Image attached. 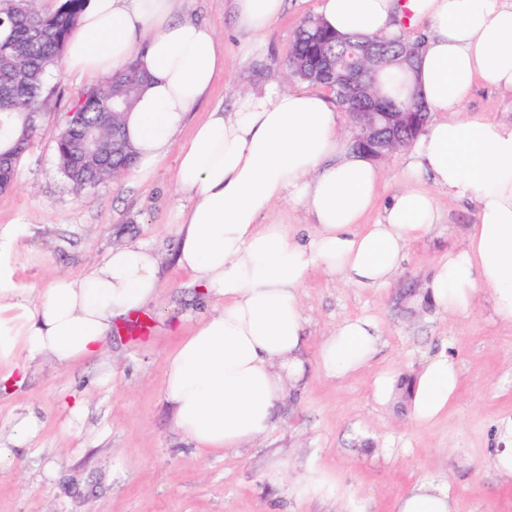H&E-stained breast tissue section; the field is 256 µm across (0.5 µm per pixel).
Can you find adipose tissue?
Masks as SVG:
<instances>
[{"label":"adipose tissue","mask_w":512,"mask_h":512,"mask_svg":"<svg viewBox=\"0 0 512 512\" xmlns=\"http://www.w3.org/2000/svg\"><path fill=\"white\" fill-rule=\"evenodd\" d=\"M285 0H231L238 30L258 36ZM341 34L397 35L424 29L415 82L435 119L401 159L400 188L378 205L379 174L338 132L323 95L268 82L188 116L224 71L213 28L179 16L183 0H90L62 63L97 81L139 61L147 85L124 117L136 159L123 181L147 179L177 151L174 260L209 311L167 356L165 402L197 448L238 451L266 436L306 363L302 290L314 271L353 288L389 286L408 246L440 221L436 191L475 198L463 248L435 259L425 296L454 314L488 294L512 324V121L460 120L475 83L512 93V0H298ZM190 136H183L184 127ZM301 205L307 228L275 221L285 201ZM381 207L372 224L365 216ZM158 256L146 243L113 247L83 273L54 276L32 302L0 279V360L11 369L40 360L65 367L97 354L116 318L159 294ZM382 345L373 318L342 320L320 343L316 365L342 381L365 371ZM462 386L448 347L424 357L410 400L418 426L435 423ZM395 512H457L448 483L428 475Z\"/></svg>","instance_id":"adipose-tissue-1"}]
</instances>
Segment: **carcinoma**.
Instances as JSON below:
<instances>
[{"label":"carcinoma","mask_w":512,"mask_h":512,"mask_svg":"<svg viewBox=\"0 0 512 512\" xmlns=\"http://www.w3.org/2000/svg\"><path fill=\"white\" fill-rule=\"evenodd\" d=\"M88 0H62L53 11L27 0L15 10L0 0V192L13 184L24 153L31 145L43 117L42 104L49 90V78L61 58L66 42ZM369 36H345L328 30L314 17L298 25L288 57V75L298 82L336 86L332 62L350 47ZM146 76L138 61H132L97 86L81 91L69 111L84 113V125L94 142L107 146L108 164L95 167L83 162L89 142L72 132L59 139L57 161L62 175L81 190L103 180L118 177L135 155L123 130V119L133 105ZM375 95L386 102L388 112L415 110L416 91L411 71L393 66L385 69L374 87ZM117 96L119 106L103 114L93 105L98 99Z\"/></svg>","instance_id":"cac0c4a2"}]
</instances>
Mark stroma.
<instances>
[{"label":"stroma","instance_id":"35a3bbf8","mask_svg":"<svg viewBox=\"0 0 512 512\" xmlns=\"http://www.w3.org/2000/svg\"><path fill=\"white\" fill-rule=\"evenodd\" d=\"M186 12L215 29L225 60L223 76L189 123L214 106L232 108L239 94L276 75L296 88L285 76L304 17L296 0H286L261 46L250 51L229 0H187ZM50 82L56 91L45 101V118L12 189L0 193V238L14 242L0 253V271L12 287L41 288L54 274L79 273L112 247L139 241L160 257L161 289L143 311L153 326L148 341L135 342L131 321L120 319L98 356L67 367L36 361L22 373L0 364V448H14L19 419L32 414L42 423L0 468V512H393L396 499L427 474L447 478L458 512H512V484L485 462L497 420L512 414V324L497 319L484 296L455 315L413 301L432 261L464 245L474 201L438 194L440 224L409 245L386 288H351L315 271L302 291L303 382L266 437L237 452L207 454L178 431L163 399L165 358L191 331L187 313L197 307L187 275L173 262L177 155L169 153L143 183L74 190L58 170L55 145L61 113L89 83L60 67ZM460 116L511 121L512 96L475 84ZM362 314L374 316L383 332L372 372L342 382L326 378L315 365L320 342L338 322ZM445 342L463 376L447 415L420 427L403 403L374 401L373 372L408 379ZM77 400L84 410L75 418L67 407ZM275 468L283 470V484L267 481ZM314 470L335 478L337 494L296 498L292 486Z\"/></svg>","mask_w":512,"mask_h":512}]
</instances>
